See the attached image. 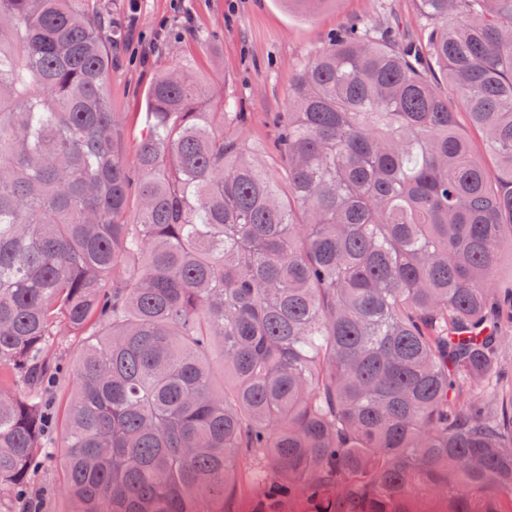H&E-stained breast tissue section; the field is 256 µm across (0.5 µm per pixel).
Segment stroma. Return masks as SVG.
Listing matches in <instances>:
<instances>
[{"label": "stroma", "mask_w": 512, "mask_h": 512, "mask_svg": "<svg viewBox=\"0 0 512 512\" xmlns=\"http://www.w3.org/2000/svg\"><path fill=\"white\" fill-rule=\"evenodd\" d=\"M388 6L409 31L415 0H325L304 13L288 0H111L125 39L113 48V111L139 130L140 92L171 67L194 60L205 96L238 99L248 115L241 136L275 153L277 121L299 69L343 26L377 19Z\"/></svg>", "instance_id": "1"}]
</instances>
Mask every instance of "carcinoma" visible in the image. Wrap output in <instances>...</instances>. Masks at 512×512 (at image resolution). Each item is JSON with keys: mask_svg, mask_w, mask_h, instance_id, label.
I'll list each match as a JSON object with an SVG mask.
<instances>
[{"mask_svg": "<svg viewBox=\"0 0 512 512\" xmlns=\"http://www.w3.org/2000/svg\"><path fill=\"white\" fill-rule=\"evenodd\" d=\"M417 2L299 70L275 175L192 64L128 149L109 6L0 0V512L58 456L71 512H512V0ZM502 356L500 360L499 370L504 375L501 384L492 388V393L485 391L495 399H500L507 396L512 399V326L504 327L502 330Z\"/></svg>", "mask_w": 512, "mask_h": 512, "instance_id": "carcinoma-1", "label": "carcinoma"}]
</instances>
